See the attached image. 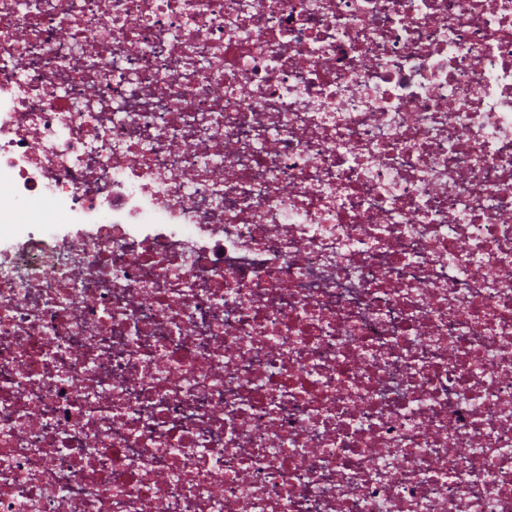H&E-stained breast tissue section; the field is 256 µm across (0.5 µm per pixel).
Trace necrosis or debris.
<instances>
[{
    "instance_id": "1",
    "label": "necrosis or debris",
    "mask_w": 512,
    "mask_h": 512,
    "mask_svg": "<svg viewBox=\"0 0 512 512\" xmlns=\"http://www.w3.org/2000/svg\"><path fill=\"white\" fill-rule=\"evenodd\" d=\"M0 512H512V0H0Z\"/></svg>"
}]
</instances>
